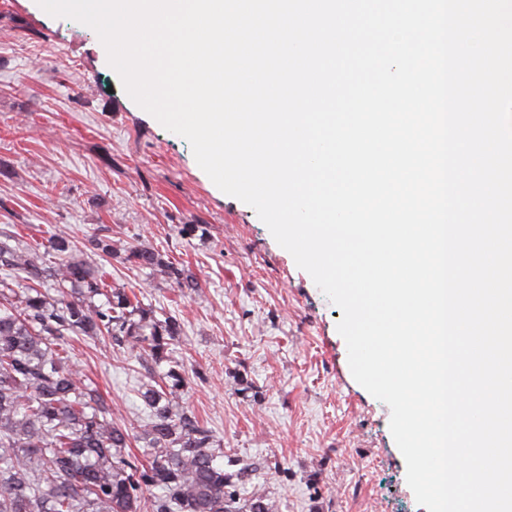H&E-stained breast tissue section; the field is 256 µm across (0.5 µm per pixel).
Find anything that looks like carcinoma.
<instances>
[{
  "mask_svg": "<svg viewBox=\"0 0 512 512\" xmlns=\"http://www.w3.org/2000/svg\"><path fill=\"white\" fill-rule=\"evenodd\" d=\"M115 254L107 228L85 251L55 225L34 246L0 240V512H277L268 498L239 497L217 462L221 439L180 404L190 377L172 345L183 323L107 283L95 257ZM121 260L159 270L181 291L201 288L188 266L153 248L129 247ZM74 337H105L166 365L138 388L142 430L114 422L97 386L79 376ZM139 440L140 458L129 451Z\"/></svg>",
  "mask_w": 512,
  "mask_h": 512,
  "instance_id": "cac0c4a2",
  "label": "carcinoma"
}]
</instances>
